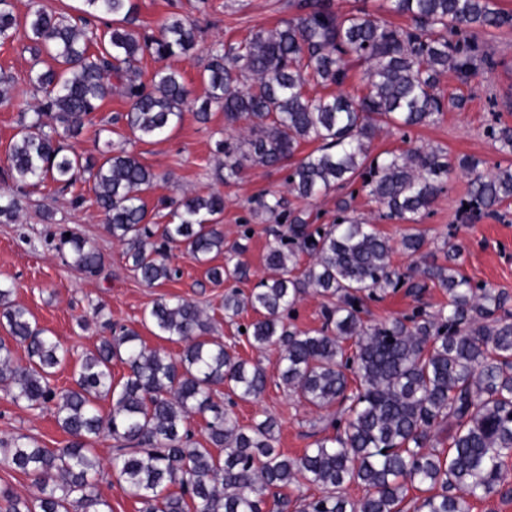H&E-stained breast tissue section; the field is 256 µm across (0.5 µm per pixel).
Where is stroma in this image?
<instances>
[{
    "mask_svg": "<svg viewBox=\"0 0 512 512\" xmlns=\"http://www.w3.org/2000/svg\"><path fill=\"white\" fill-rule=\"evenodd\" d=\"M139 25L143 33H157L165 17L176 13L195 21L202 36L190 56H175L159 61L144 56L139 64L143 78H150L159 66L177 70L195 93H202L200 75L212 50L244 43L260 29L275 28L281 21L296 16L290 0H135ZM496 62L494 68L480 67L468 83L445 75L441 88L445 96H462L463 108L447 106L433 124L401 133L394 129L380 132L372 141V154L399 151L407 146L439 147L450 158L464 155L484 160L486 169L512 165V155L498 152L485 129L500 121L512 125V29H487L478 34ZM32 55L23 39L0 43V69L10 73V102L0 104V170L7 164L9 145L19 129L20 105L32 100L33 89L28 75ZM239 129L226 125L224 114L212 112L207 122H199L192 111H184L182 121L161 139L140 141L124 126L115 131L102 130L100 122L86 124L69 144L76 152H92L96 142H111L135 154L159 179L144 196L149 223L169 222L162 198L183 194L217 192L224 197L220 218L226 241L247 236L243 259L250 274L247 280L211 283L208 266H220L223 256L211 257L209 263L197 261L191 254L174 251L177 278L149 287L129 269L122 257L123 247L114 241L94 205L75 209L68 198L51 195L47 188L29 189L22 200L19 218L0 223V281L14 284L12 299L26 307L38 324L48 329L66 350L64 363L51 377L59 389L72 387L73 376L83 354L94 349L106 330L104 321L136 330L144 343L170 357H178L179 344L155 336L144 316L160 298H185L200 302L211 319V338L224 342L234 355L259 364L266 373L267 386L259 400L237 402L232 411L240 424L248 425L271 414L278 420L275 445L291 457L313 447L315 441L334 433L328 422L335 408L321 410L300 403L281 385L279 353L276 348L257 350L251 346L244 326L257 318L247 310L237 318L224 316V295L234 291L247 296L256 284L267 277L264 255L278 236L286 234L287 225L265 223L254 218L255 201L262 195L288 196L286 170L254 167L233 183L216 179L215 169L222 160L215 152V142L227 136H239ZM469 178L454 175L431 209L418 224H395L379 219V206L365 190H357L352 207L355 216L376 220L378 228L393 247L394 265L408 267L412 259L401 248L404 234L422 233L427 249L449 240L461 247L460 272L474 282L509 297L512 310V205L500 215L489 216L467 210ZM68 229L100 252L103 271L89 278L70 264L67 249L59 245L57 232ZM19 435L36 438L42 445L56 448L68 437L59 427L53 405L29 409L14 403L6 386L0 385V441L8 442Z\"/></svg>",
    "mask_w": 512,
    "mask_h": 512,
    "instance_id": "obj_1",
    "label": "stroma"
}]
</instances>
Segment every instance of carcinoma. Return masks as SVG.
Instances as JSON below:
<instances>
[{"mask_svg": "<svg viewBox=\"0 0 512 512\" xmlns=\"http://www.w3.org/2000/svg\"><path fill=\"white\" fill-rule=\"evenodd\" d=\"M78 2L76 23L33 0L21 24L11 0H0V41L22 33L35 59L50 60L30 71L34 102L30 120L20 121L9 146L3 180L10 186L0 192L1 220H14L29 187L50 184L69 192L73 207L96 206L112 238L125 246L131 270L148 286L177 277L174 249L200 261L247 250L246 232L226 245L218 222L224 197L216 192L171 201V222L156 243L143 194L158 175L124 150L95 157L66 145L116 88L130 109L108 123L123 122L140 140L161 137L193 102L201 122L216 109L227 124L243 125L245 135L216 142L226 183L250 167H283L302 144L316 143L288 174L289 191L298 199L349 188L360 178L382 217L417 224L460 172L471 176L470 206L496 213L512 202L511 168L480 172L482 161L475 157L453 162L444 151L424 146L370 152L380 130L413 128L442 114L444 75L465 83L479 66H493L477 32L512 28V12L496 0H383L382 10L411 22L406 29L366 9L338 14L329 0H299L296 17L212 54L199 99L179 72L161 67L145 81L137 67L147 53L158 60L189 55L198 43L196 26L172 14L157 35L144 36L134 0ZM90 18L109 23L99 33L88 27ZM357 67L364 68L363 87L355 96L344 86ZM311 82L331 92L311 99L305 93ZM486 134L499 152L512 154V126L491 125ZM79 182L92 184V198L76 191ZM353 199L351 191L337 203L336 222L322 225L280 197L261 199L256 215L288 225V235L264 256L268 278L245 298L224 295L225 317L247 309L259 315L248 328L250 344L278 349L284 388L318 409L342 407L336 435L294 458L275 447L273 416L243 426L216 400L224 387L231 399L255 401L267 377L207 337L210 322L195 302L161 299L145 316L156 336L182 346L179 358L147 347L134 329H113L81 357L74 387L59 391L50 377L64 350L11 300L12 286L0 284V328L27 352L20 364L0 340V383L11 388L18 405L54 404L56 421L70 436L61 448L26 435L0 448V469L25 474L34 488L24 498L1 489L4 512H112L95 481L100 461L93 444L103 433L120 442L111 479L139 500L140 512H189L191 503L195 512H271L268 495L298 476L320 490L302 499L298 512H404L411 488L424 493L414 512H471V500L500 491L505 458L512 454L507 297L461 274L460 247L448 240L440 248L445 263L424 259L405 272L395 268L389 239L347 215ZM61 243L70 246L73 267L99 275L103 261L96 249L73 235L61 236ZM424 244L419 234L401 239L411 257ZM302 254L310 258L303 268ZM207 276L214 283L241 281L249 268L240 260L227 262L208 268ZM431 284L448 289V304L438 311L417 306L408 315L365 325V301L400 286L419 296ZM310 291L325 299L323 323L300 332L284 322V312ZM116 364L127 370L118 384L112 379ZM106 398L112 406L104 414L99 401ZM194 414L208 416L204 445L192 441L187 429ZM447 421L453 428L444 448L436 431ZM347 484L361 487L363 496L348 499ZM176 485L180 492H170Z\"/></svg>", "mask_w": 512, "mask_h": 512, "instance_id": "obj_1", "label": "carcinoma"}]
</instances>
